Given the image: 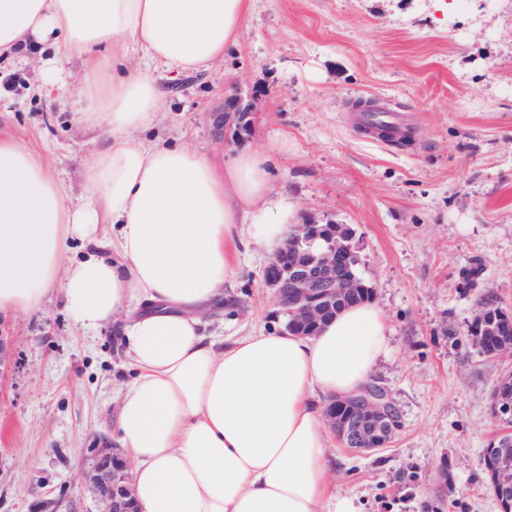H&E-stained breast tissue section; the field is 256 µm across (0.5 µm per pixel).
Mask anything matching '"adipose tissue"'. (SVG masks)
Listing matches in <instances>:
<instances>
[{
    "label": "adipose tissue",
    "mask_w": 512,
    "mask_h": 512,
    "mask_svg": "<svg viewBox=\"0 0 512 512\" xmlns=\"http://www.w3.org/2000/svg\"><path fill=\"white\" fill-rule=\"evenodd\" d=\"M249 0H0V57L49 45L47 79L84 58L79 123L99 130L78 200L33 148L0 134V310H38L54 289L85 333L121 307L148 304L123 327L135 376L115 441L141 512H353L329 493L326 407L359 392L389 357L373 301L354 303L316 335L254 330L230 344L200 320L239 268L231 249L268 254L296 231L269 198L265 152L224 169L189 144L147 145L163 97L126 62L131 46L176 72H201L237 43ZM116 225L117 258L65 260Z\"/></svg>",
    "instance_id": "obj_1"
}]
</instances>
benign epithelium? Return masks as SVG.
Masks as SVG:
<instances>
[{
    "label": "benign epithelium",
    "mask_w": 512,
    "mask_h": 512,
    "mask_svg": "<svg viewBox=\"0 0 512 512\" xmlns=\"http://www.w3.org/2000/svg\"><path fill=\"white\" fill-rule=\"evenodd\" d=\"M252 104L238 95L224 98V106L210 113L220 135L247 131ZM353 234L328 220L305 221L298 233L276 252L263 270L266 287L273 290L277 305L288 317L289 326L299 336H313L321 324L352 302L361 280L354 273L359 264ZM512 327V316L500 310L495 320L487 318V308L479 305L470 324L469 335L496 333ZM512 375L499 379L492 394V415L505 425L493 439L491 453L483 455L495 480L493 495L498 506H512V394L503 384ZM326 417L336 439L347 448L373 451L386 444L400 426L397 409L387 390L365 387L358 393L330 401ZM88 464L81 474L102 506V512H138L129 463L109 444L87 449Z\"/></svg>",
    "instance_id": "benign-epithelium-1"
}]
</instances>
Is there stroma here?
<instances>
[{"instance_id": "1", "label": "stroma", "mask_w": 512, "mask_h": 512, "mask_svg": "<svg viewBox=\"0 0 512 512\" xmlns=\"http://www.w3.org/2000/svg\"><path fill=\"white\" fill-rule=\"evenodd\" d=\"M131 65L164 92L146 142H189L216 166L242 146L266 149L273 198L298 220L356 232L358 275L392 330L376 377L401 428L384 448L327 451L356 512H499L483 450L512 354L489 357L468 327L478 302L512 311V0H251L237 45L203 72L174 75L142 50ZM47 57L0 59V129L41 152L71 196L82 191L95 133L72 111L83 63L45 86ZM252 102L241 140L218 138L209 112L227 94ZM390 102L411 136L391 147L361 132L352 107ZM268 254L250 246L224 287L236 313L205 316L232 339L285 325L262 282ZM120 311L96 335L76 327L61 290L41 309L1 311L0 512H99L79 476L86 451L111 441L118 397L133 373Z\"/></svg>"}]
</instances>
